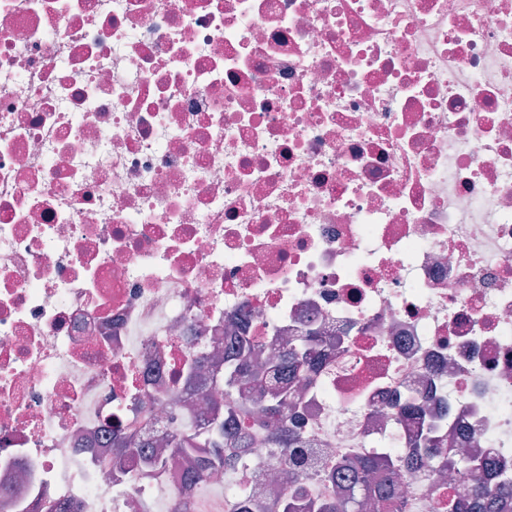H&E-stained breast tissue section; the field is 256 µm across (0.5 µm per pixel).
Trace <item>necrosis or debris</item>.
<instances>
[{"label":"necrosis or debris","mask_w":512,"mask_h":512,"mask_svg":"<svg viewBox=\"0 0 512 512\" xmlns=\"http://www.w3.org/2000/svg\"><path fill=\"white\" fill-rule=\"evenodd\" d=\"M336 345L305 495L439 420L512 478V0H0V512H174L226 339ZM414 399L418 412L401 405ZM210 482L287 492L269 444Z\"/></svg>","instance_id":"1"}]
</instances>
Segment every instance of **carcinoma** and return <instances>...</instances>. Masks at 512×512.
Listing matches in <instances>:
<instances>
[{"mask_svg": "<svg viewBox=\"0 0 512 512\" xmlns=\"http://www.w3.org/2000/svg\"><path fill=\"white\" fill-rule=\"evenodd\" d=\"M331 343L326 336L309 332L288 342L279 358L270 360L264 372H259L263 354L262 343L239 344L237 352L224 364V374L217 378L223 386L224 398L209 404L212 423L211 433L197 439L184 431L176 430L165 435L159 447L152 448L150 461L156 465H167L187 452L201 448L195 461L194 485L203 483V478L223 468L243 469L244 459L228 456L227 451L235 447L237 432L229 430L225 416L240 409L239 396L251 382L257 380L268 384L256 409L265 419L255 426L266 432V440L282 450L289 464L305 467V452L300 447L293 416L302 400L301 394L287 383L285 377L300 379L308 374L319 351ZM443 444L442 436L432 426L422 425L409 439L407 448L397 454L378 456L364 453L349 457L338 463L334 475L341 484V493L336 501L305 500L300 491H291L281 498L275 512H404L398 499L400 476L412 465L435 466L440 456L436 449ZM460 477L471 486V495L458 500L450 512H512V480L503 477V484L493 489L485 482L488 464L480 457L468 458L458 464Z\"/></svg>", "mask_w": 512, "mask_h": 512, "instance_id": "obj_1", "label": "carcinoma"}]
</instances>
